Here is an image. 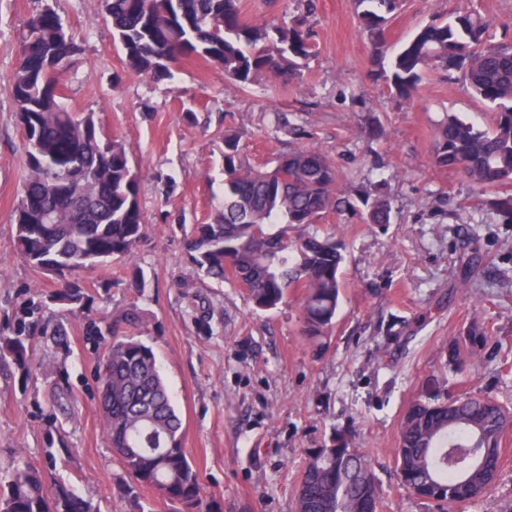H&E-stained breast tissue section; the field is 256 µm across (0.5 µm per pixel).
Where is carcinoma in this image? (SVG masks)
Instances as JSON below:
<instances>
[{
  "label": "carcinoma",
  "mask_w": 512,
  "mask_h": 512,
  "mask_svg": "<svg viewBox=\"0 0 512 512\" xmlns=\"http://www.w3.org/2000/svg\"><path fill=\"white\" fill-rule=\"evenodd\" d=\"M359 27L379 61L377 78L411 104L424 75L442 69L459 79L492 112L479 127L454 113L435 133L433 161L459 173L487 196L486 203L512 218V41L493 40L489 22L475 7L432 17L393 56L385 57L388 21L404 0H353ZM112 25L128 69L156 78L171 66L199 58L244 89L261 75L297 80L312 53L299 22L252 25L240 0H99ZM76 45L51 7L26 24L19 64L11 75L20 125L27 126V174L14 212V246L33 268L61 278L51 299L83 308L84 284L76 273L130 258L145 236L140 172L130 150L106 136L94 112L77 115L59 94ZM237 133L224 135V203L213 222L196 224L188 251L193 265L217 281L232 267L247 285L255 307L272 310L288 290L303 289L302 335L320 349L334 327L341 296L342 241L314 228L322 216L350 205L340 195L336 166L316 147L274 157L270 167L242 159ZM356 199L373 224L390 221L391 206L378 191L362 189ZM298 228L288 239V229ZM140 322L130 310L105 326L112 337L99 361L103 428L115 458L130 477L121 495L139 512L145 490L166 512H223L205 496L197 471L182 446L183 422L153 349L127 328ZM34 323L0 336V357L20 369L29 362ZM486 341L474 323L464 342L448 344V366L457 372L468 348ZM512 414L489 396L448 394L413 401L401 422L395 468L402 487L450 512L491 490ZM381 493L367 457L342 434L306 451L294 512H379ZM0 512H95L92 503L63 484L47 489L43 474L14 465L0 477Z\"/></svg>",
  "instance_id": "carcinoma-1"
}]
</instances>
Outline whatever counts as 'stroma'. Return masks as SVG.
Segmentation results:
<instances>
[{
  "mask_svg": "<svg viewBox=\"0 0 512 512\" xmlns=\"http://www.w3.org/2000/svg\"><path fill=\"white\" fill-rule=\"evenodd\" d=\"M477 2L496 35L512 37V0H407L388 24L393 49L435 14ZM52 6L77 50L65 75V104L97 112L142 174L146 236L131 260L81 271L85 309L45 308L59 287L13 246V214L25 177L24 136L10 76L27 21ZM247 22L303 19L315 55L300 81L262 78L246 90L199 59L169 79L127 70L98 0H0V335L33 318L59 325L35 337L31 368L0 362V468L12 462L63 482L97 512H130L117 488L127 482L103 433L96 367L110 337L95 335L127 310L151 346L183 419V446L207 496L224 512H293L305 452L332 431L354 430L377 475L380 512H438L397 481L394 453L408 405L445 378L458 393L488 394L512 411V223L455 171L432 162L444 112L485 125V107L460 81L433 71L414 104L375 81L372 53L352 0H241ZM241 132L242 157L259 166L315 146L329 155L345 192L384 179L390 223L361 211L323 215L317 226L346 244L336 325L323 351L301 334V293L274 310L253 308L245 288L198 275L188 259L193 225L224 200V132ZM483 265L461 287L459 247ZM144 291L126 287L130 265ZM401 337L387 335L393 320ZM487 346L461 372L446 368L449 342L472 323ZM456 512H512V432L492 489Z\"/></svg>",
  "mask_w": 512,
  "mask_h": 512,
  "instance_id": "obj_1",
  "label": "stroma"
}]
</instances>
